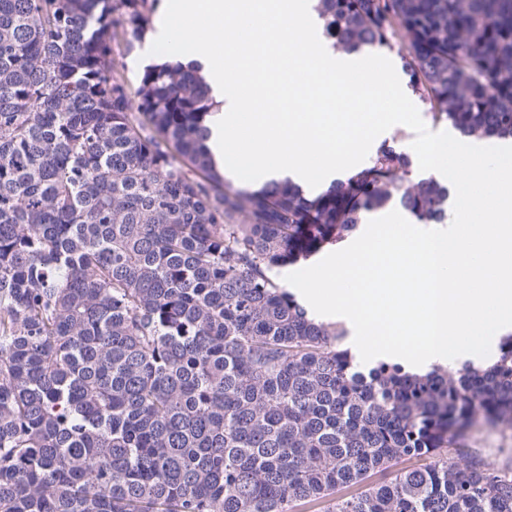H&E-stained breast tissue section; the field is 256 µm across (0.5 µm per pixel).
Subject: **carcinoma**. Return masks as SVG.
<instances>
[{"label": "carcinoma", "mask_w": 512, "mask_h": 512, "mask_svg": "<svg viewBox=\"0 0 512 512\" xmlns=\"http://www.w3.org/2000/svg\"><path fill=\"white\" fill-rule=\"evenodd\" d=\"M158 2L0 0V512H512L465 444L512 425V334L486 367L365 370L279 277L448 188L392 149L312 198L236 187L202 66L115 63ZM316 11L336 50L398 41L435 120L512 138V0ZM149 43L150 41H147L142 49H137L129 55H124L123 51H119L115 54L116 61L119 65L124 66L125 73L132 84L138 83L145 66L159 63L153 61L147 62L142 59V55ZM393 210H397L403 217H405L411 224H413L416 227H422L424 229L429 228V227H438V226H432L431 224H416V221L407 212L403 211L399 206L389 205L383 209H379V210L372 211V212L368 213L366 215L365 219L362 221V224H359L358 227L352 233H350L348 235V237L346 238V240L343 243H341L339 245L327 246V247L323 248L321 251H319V253L312 256L311 258H309L305 261H301L300 263H298L296 265L288 266L287 268L283 269L281 278L288 285V288L290 289V291L295 293L298 301H299L298 295L300 294V292L294 286H292L287 281H285L284 277L287 274L295 272L300 269H303L305 267L311 266V265L315 264V262L317 260H321L327 254L334 252V251L341 250L342 248L347 246L352 240L356 239L358 236H360L363 233L369 220L384 216ZM296 292L298 293V295Z\"/></svg>", "instance_id": "1"}]
</instances>
